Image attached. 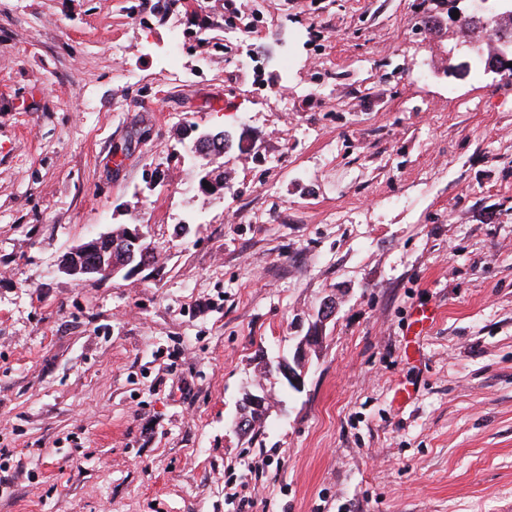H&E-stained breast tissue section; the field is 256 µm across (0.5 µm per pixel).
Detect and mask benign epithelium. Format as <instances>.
<instances>
[{"label": "benign epithelium", "instance_id": "1", "mask_svg": "<svg viewBox=\"0 0 512 512\" xmlns=\"http://www.w3.org/2000/svg\"><path fill=\"white\" fill-rule=\"evenodd\" d=\"M477 6L470 12V19L481 28L490 21H499L512 15L508 5L488 6L490 0H473ZM494 57L500 61L512 58V28L499 27L498 39L494 41ZM147 235L141 224H124L97 237L87 239L65 252L58 262V271L76 282H89L119 274L130 277L144 268L139 256L145 251ZM338 308L335 295L326 296L319 308L317 320L310 325L305 336L296 344L292 358H265L263 369L266 375H274L291 389L299 390L304 385L308 349L322 340L323 325L331 319ZM268 395L263 391L245 393L234 421L236 431L247 434L265 420L268 410Z\"/></svg>", "mask_w": 512, "mask_h": 512}]
</instances>
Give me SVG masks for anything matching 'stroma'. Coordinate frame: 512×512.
I'll list each match as a JSON object with an SVG mask.
<instances>
[{
	"mask_svg": "<svg viewBox=\"0 0 512 512\" xmlns=\"http://www.w3.org/2000/svg\"><path fill=\"white\" fill-rule=\"evenodd\" d=\"M195 2L0 0V512H512V87L449 74L468 0H236L260 92L172 44ZM119 224L154 265L58 273ZM331 293L302 389L260 378ZM207 133L213 135V137H214V138H212L213 142H211V137H204L203 135H200L196 138V140L193 143L194 149L195 150L197 149V151L201 150V149H205L206 146L208 145V143L210 142L208 145L209 146L208 151L198 152V154H199L198 156H201L203 158H209V161L205 165H207L209 163L210 164L216 163L218 165L210 170L206 169V171H205L206 177L203 180H206V182H208V187L203 186V180L201 182H199V187L202 191H204L206 193L223 196L224 195L223 188L225 186H223L222 184H216V183L211 182L210 178L207 175H208V173L212 174L217 181H222V183L223 184L225 183V185H226V177L224 176V169L221 166V164H223V163H218V161H217V160H219V158L223 157V155H224V141H225L224 134H223V132H220V131L207 132ZM217 135H220L221 138L218 140V142H215V139H216L215 136H217ZM268 401V395L263 390L246 392L234 421L236 431L245 435L253 431L259 422H264Z\"/></svg>",
	"mask_w": 512,
	"mask_h": 512,
	"instance_id": "stroma-1",
	"label": "stroma"
}]
</instances>
